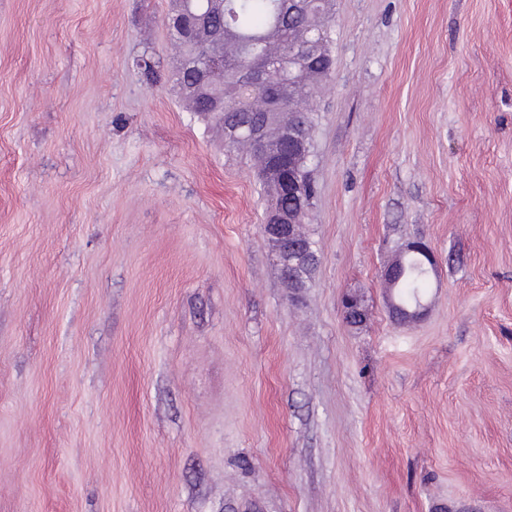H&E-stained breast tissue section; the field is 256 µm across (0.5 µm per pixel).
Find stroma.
<instances>
[{"mask_svg":"<svg viewBox=\"0 0 512 512\" xmlns=\"http://www.w3.org/2000/svg\"><path fill=\"white\" fill-rule=\"evenodd\" d=\"M169 8L0 0V512H512V0H335L296 302ZM414 253L421 256V261L425 266H434V259L428 249L421 243H413L400 252L399 260L390 264L384 271L383 279L387 288L389 285L398 283L402 278V267L398 264L407 254ZM418 255H410L405 258V273L402 280L396 286V300L403 306L410 307L413 305L414 295L420 293L424 296L427 288L428 277L420 278L417 276V269L420 265Z\"/></svg>","mask_w":512,"mask_h":512,"instance_id":"1","label":"stroma"}]
</instances>
